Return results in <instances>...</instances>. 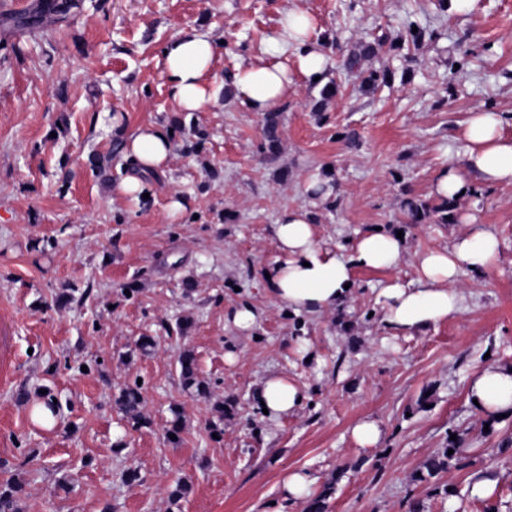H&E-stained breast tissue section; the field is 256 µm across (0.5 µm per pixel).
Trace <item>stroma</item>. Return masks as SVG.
<instances>
[{"mask_svg":"<svg viewBox=\"0 0 512 512\" xmlns=\"http://www.w3.org/2000/svg\"><path fill=\"white\" fill-rule=\"evenodd\" d=\"M291 7L312 19L339 88L316 111L322 86L289 57L295 92L270 162L258 150L262 116L225 98L180 111L161 51L182 32L218 40L209 79L222 83L268 47ZM412 22L436 38L381 47ZM343 52L389 71V84L368 91L337 74ZM485 110L512 137V0H472L462 13L438 0H81L65 21L33 30L0 12V486L22 483L20 512H308L321 494L329 512H512V417L486 421L467 392L487 365L512 366V184L458 200L447 224H413L404 211L409 198L435 202L437 174L462 158L466 120ZM117 113L130 134L150 122L174 131L150 204L89 164H124L112 151ZM351 130L358 146L342 138ZM326 169L332 208L305 193ZM176 193L189 205L173 218ZM299 206L343 255L375 228L403 232L408 249L395 267L355 268L341 309L288 314L261 279L274 224ZM466 215L492 225L500 250L484 277L462 270L461 313L413 335L386 328L379 289L415 285L420 257L464 234ZM244 305L257 314L248 332L231 319ZM142 336L155 338L152 354L136 351ZM186 348L224 401L220 438L211 401L182 389ZM273 373L307 396L276 422L257 402ZM137 381L149 423L135 430L113 398ZM45 389L60 404L50 428L30 414ZM365 418L382 430L372 447L351 435ZM459 431V464L427 477ZM303 470L321 482L284 501L283 480ZM482 478L494 482L485 497L472 491ZM179 482L188 491L173 505Z\"/></svg>","mask_w":512,"mask_h":512,"instance_id":"stroma-1","label":"stroma"}]
</instances>
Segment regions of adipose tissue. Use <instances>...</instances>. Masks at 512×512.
Here are the masks:
<instances>
[{
    "label": "adipose tissue",
    "instance_id": "ef3b65f1",
    "mask_svg": "<svg viewBox=\"0 0 512 512\" xmlns=\"http://www.w3.org/2000/svg\"><path fill=\"white\" fill-rule=\"evenodd\" d=\"M299 52V68L307 79L324 76L328 61L310 35L305 12L292 9L285 16L273 43L274 58L240 67L228 86L232 99L246 112L258 115L275 110L292 91L293 80L279 54L288 48ZM216 44L191 33L174 37L166 46L164 64L170 92L185 112H196L215 101L218 86L207 84ZM112 137L123 155L132 160L133 174L119 185L124 195L142 200L148 191L147 176L164 172L172 150L173 136L165 125L150 123L135 133H126L113 122ZM465 150L460 162L448 165L433 185L436 196L460 199L473 195L478 184H512V137L504 136L495 112H476L463 132ZM276 255L267 265L264 284L269 296L294 313L341 308L358 267L381 269L397 266L406 252L405 239L371 231L359 237L351 257L337 254L317 238L310 211L305 207L284 210L274 226ZM500 242L493 229L473 225L450 248L425 253L418 265V287L394 281L380 292L381 320L389 328L415 334L458 314L462 297L456 288L462 269L481 275L496 258ZM470 399L489 419L512 415V367L488 366L474 374L468 384ZM306 398L294 382L272 374L262 383L258 399L276 420L293 413Z\"/></svg>",
    "mask_w": 512,
    "mask_h": 512
}]
</instances>
